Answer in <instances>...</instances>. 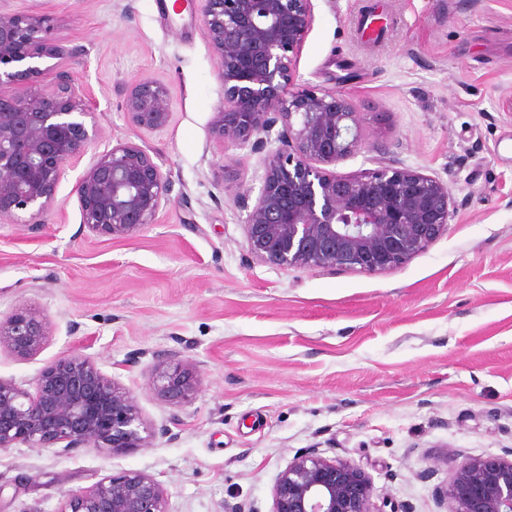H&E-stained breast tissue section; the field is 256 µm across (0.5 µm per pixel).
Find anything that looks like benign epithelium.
I'll return each instance as SVG.
<instances>
[{
    "label": "benign epithelium",
    "mask_w": 512,
    "mask_h": 512,
    "mask_svg": "<svg viewBox=\"0 0 512 512\" xmlns=\"http://www.w3.org/2000/svg\"><path fill=\"white\" fill-rule=\"evenodd\" d=\"M199 20L220 63L222 105L212 120L223 142L263 147L276 126L280 147L264 165L244 223L248 251L280 269L323 268L379 274L394 270L448 230L455 213L448 185L409 167L382 162L338 175L329 167L360 152L359 113L336 88L295 89L290 66L313 20L312 0H199ZM39 14L0 10V223L43 224L58 205L67 167L80 161L97 131L86 90L70 65L82 55L48 37ZM54 59L53 80L36 85L38 62ZM134 127L164 128L167 87L144 77L124 92ZM170 181L145 149L120 142L92 156L78 177L81 224L93 235L125 239L155 221ZM48 322L25 306L0 319V351L36 355ZM153 386L166 401L188 402L201 386L172 354L156 357ZM155 429L131 393L92 357L67 354L45 366L34 391L0 378V451L19 444L104 454L146 447ZM449 512H512V459L458 454L447 487ZM382 504H377V500ZM359 465L316 451L279 473L272 512H384ZM58 512H170L163 485L136 470L103 477L68 494Z\"/></svg>",
    "instance_id": "1"
}]
</instances>
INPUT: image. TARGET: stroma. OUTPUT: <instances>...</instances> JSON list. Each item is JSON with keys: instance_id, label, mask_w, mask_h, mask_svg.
I'll list each match as a JSON object with an SVG mask.
<instances>
[{"instance_id": "1", "label": "stroma", "mask_w": 512, "mask_h": 512, "mask_svg": "<svg viewBox=\"0 0 512 512\" xmlns=\"http://www.w3.org/2000/svg\"><path fill=\"white\" fill-rule=\"evenodd\" d=\"M291 65L300 89L337 87L360 114L356 174L386 156L447 183V232L382 274L282 270L251 255L240 195L256 197L263 148L222 143L218 63L195 0H0L42 14L83 48L71 72L99 129L94 152L131 141L170 180L153 224L90 234L67 168L44 224H0V314L51 323L29 359L0 351V378L30 389L83 353L127 387L166 436L105 455L24 445L0 452V512H58L67 495L138 470L170 512H271L278 474L317 451L360 465L405 512H448L456 454L512 456V0H312ZM172 99L166 127L131 126L141 76ZM173 353L202 382L174 406L151 387Z\"/></svg>"}]
</instances>
